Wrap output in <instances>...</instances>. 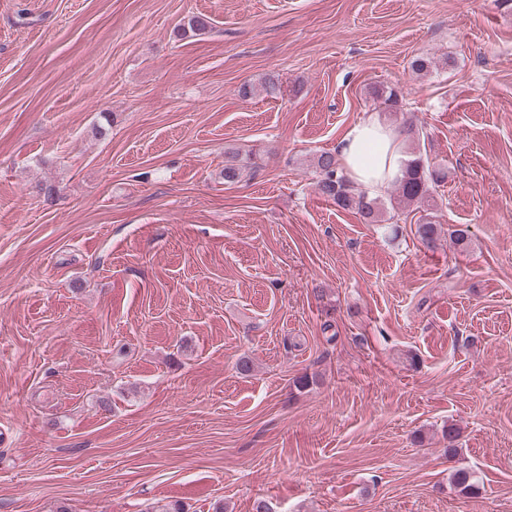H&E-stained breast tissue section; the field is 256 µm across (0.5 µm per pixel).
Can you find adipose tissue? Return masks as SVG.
Masks as SVG:
<instances>
[{
	"label": "adipose tissue",
	"mask_w": 512,
	"mask_h": 512,
	"mask_svg": "<svg viewBox=\"0 0 512 512\" xmlns=\"http://www.w3.org/2000/svg\"><path fill=\"white\" fill-rule=\"evenodd\" d=\"M335 154L340 171L371 197L385 195L409 159L404 134L376 112L365 113L345 130Z\"/></svg>",
	"instance_id": "1"
}]
</instances>
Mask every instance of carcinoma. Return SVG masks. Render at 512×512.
I'll return each instance as SVG.
<instances>
[{
    "mask_svg": "<svg viewBox=\"0 0 512 512\" xmlns=\"http://www.w3.org/2000/svg\"><path fill=\"white\" fill-rule=\"evenodd\" d=\"M210 22L201 16H194L177 29L181 37L198 36L206 33ZM374 99L382 101L391 112L399 109L401 99L397 91L376 88L372 91ZM406 140L414 145V155L406 166L402 178L396 181L395 195L392 201L401 205L415 206L422 212L416 224V235L428 250L437 248L443 232L438 215L433 211L431 201L433 193L447 180L445 168L425 163L420 151V131L412 125L401 126ZM313 166L318 174L315 187L318 194L332 200L341 209L359 215L365 224H379L385 221L387 207L380 199H370L357 189L340 172L336 156L323 152L313 158ZM448 237L452 242L466 249L471 241L468 226L457 224L448 226ZM452 485L463 494H473L479 490L474 472L460 467L451 473Z\"/></svg>",
    "mask_w": 512,
    "mask_h": 512,
    "instance_id": "cac0c4a2",
    "label": "carcinoma"
}]
</instances>
